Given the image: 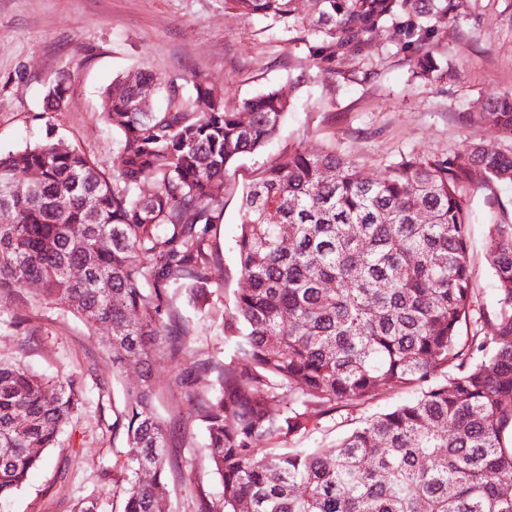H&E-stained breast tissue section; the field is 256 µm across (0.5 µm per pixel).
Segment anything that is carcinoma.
<instances>
[{
    "label": "carcinoma",
    "instance_id": "1",
    "mask_svg": "<svg viewBox=\"0 0 512 512\" xmlns=\"http://www.w3.org/2000/svg\"><path fill=\"white\" fill-rule=\"evenodd\" d=\"M464 3L310 0L300 15L295 0H224L295 33L323 70L387 32L425 79L448 75L433 46ZM105 93L112 177L52 140L0 154V294L110 331L115 363L177 362L191 329L168 296L181 289L209 305L208 234L224 210L226 172L278 134L289 103L269 87L229 106L204 79L186 89L146 69ZM159 93L164 108L135 110ZM475 117L512 139V94L465 115ZM477 170L487 189L512 183V155L479 145L404 154L372 181L344 155L292 144L242 193L244 288L224 313L233 353L216 388L195 386L189 372L175 379L196 399L206 461L223 485L218 500L199 496L197 512H512V224L489 227L498 299L478 310L468 223ZM31 282L39 288L28 297ZM405 388L416 397L354 419L333 447H302L338 408ZM156 394L147 377L126 395L129 451L112 468L122 512H162L167 430ZM83 405L77 378L0 362V501L48 461Z\"/></svg>",
    "mask_w": 512,
    "mask_h": 512
}]
</instances>
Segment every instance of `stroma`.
Instances as JSON below:
<instances>
[{"mask_svg": "<svg viewBox=\"0 0 512 512\" xmlns=\"http://www.w3.org/2000/svg\"><path fill=\"white\" fill-rule=\"evenodd\" d=\"M435 51L449 64L441 80L417 77L410 52L385 35L368 55L322 71L291 34L242 18L224 0H0V154L50 133L111 173L117 144L105 118V90L141 68L165 78L200 76L221 86L230 104L269 86L282 91L291 110L280 137L226 174L224 211L208 236L214 259L208 307H194L183 291L171 294L174 313L192 329L185 361L196 366L199 386L211 387L224 362V313L243 286L235 259L241 193L288 145L347 155L372 180L403 154L445 156L474 143L512 154V139L496 126L462 119L512 93V0H466ZM57 83L69 86L68 99L60 111H45V92ZM470 193L471 269L477 303L489 310L497 295L485 241L490 225L512 224V184L474 186ZM490 193L498 199L492 209L484 203ZM1 359L22 361L51 380L81 378L85 405L50 462L0 501V512H72L88 496L97 512H120L106 474L128 447L112 424L125 392L141 383L139 365L113 366L106 331L88 329L64 309L23 306L9 295H0ZM172 372L166 361L152 368L155 409L168 429L164 512H196L199 491L216 498L222 484L204 461L206 437L192 417L194 400L169 386Z\"/></svg>", "mask_w": 512, "mask_h": 512, "instance_id": "1", "label": "stroma"}]
</instances>
